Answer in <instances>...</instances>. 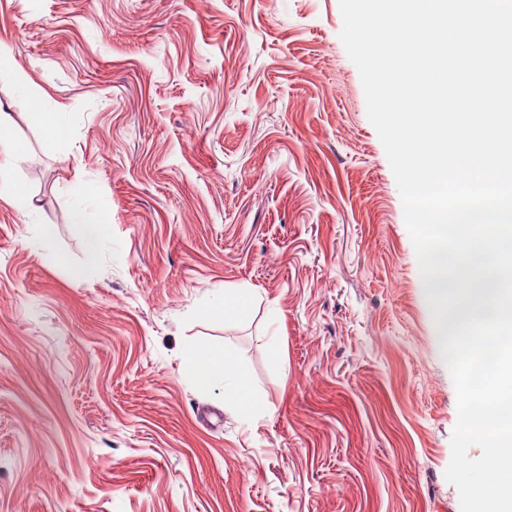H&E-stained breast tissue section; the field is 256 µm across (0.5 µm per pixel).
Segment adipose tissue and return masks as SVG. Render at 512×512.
Returning <instances> with one entry per match:
<instances>
[{
  "instance_id": "ef3b65f1",
  "label": "adipose tissue",
  "mask_w": 512,
  "mask_h": 512,
  "mask_svg": "<svg viewBox=\"0 0 512 512\" xmlns=\"http://www.w3.org/2000/svg\"><path fill=\"white\" fill-rule=\"evenodd\" d=\"M0 78L13 81L19 86L17 104L30 123L38 126L46 138L55 144L64 143L70 133L73 116L50 108L43 96L24 89L10 45L0 42ZM72 223L82 225L89 254H96L109 222L107 205L97 195L96 186L87 181L79 184L68 201ZM183 376L200 392H208L216 383L229 381L230 400L237 412L254 415L259 402L247 374L237 362L233 347L219 348L207 344L192 347L186 354Z\"/></svg>"
}]
</instances>
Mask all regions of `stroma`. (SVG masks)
I'll use <instances>...</instances> for the list:
<instances>
[{"label": "stroma", "mask_w": 512, "mask_h": 512, "mask_svg": "<svg viewBox=\"0 0 512 512\" xmlns=\"http://www.w3.org/2000/svg\"><path fill=\"white\" fill-rule=\"evenodd\" d=\"M339 0H0V512H461L457 397ZM111 206L87 261L71 187ZM56 255L41 249L43 226ZM248 288L239 321L203 315ZM230 345L260 402L183 377ZM0 78L9 79L19 87L17 105L24 111L30 123L38 126L46 138L54 144L64 143L73 123L70 112L50 108L43 96L27 90L20 75L10 45L0 42ZM0 149L9 153L13 157L21 156L25 151V141L15 130L13 121L2 109L0 102ZM2 193L10 198L12 204L22 215L32 214L33 206L27 187L15 178L11 167L0 164V194Z\"/></svg>", "instance_id": "35a3bbf8"}]
</instances>
